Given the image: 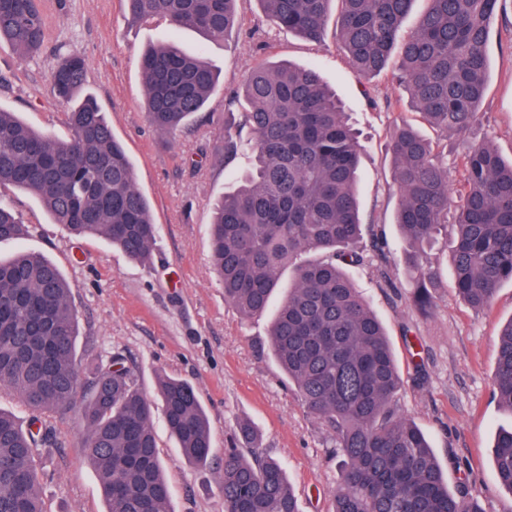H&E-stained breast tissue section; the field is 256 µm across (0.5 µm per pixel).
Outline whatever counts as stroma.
I'll return each instance as SVG.
<instances>
[{"mask_svg": "<svg viewBox=\"0 0 512 512\" xmlns=\"http://www.w3.org/2000/svg\"><path fill=\"white\" fill-rule=\"evenodd\" d=\"M40 8L45 45L39 57L25 59L10 45H0V107L67 139L68 106L54 97L52 74L61 55L75 51L86 58L83 90L97 97L134 165L136 186L150 203L157 226L153 262L131 260L100 236H71L52 223L37 199L12 189L1 192L0 201L22 216L28 234L1 242L0 258L26 250L60 268L77 310L78 365L99 353H122L139 388L154 400L160 374L194 386L211 426L208 464L181 461L163 406L156 400L153 405L172 512H224V450L243 422L253 427L258 448L285 468L299 512L333 507L340 470L331 437L288 389L270 356L268 315L242 318L225 301L210 259L213 204L233 187L224 172V94L240 88L254 69L279 62L316 67L360 136L361 213L382 231L394 285L380 287L372 266L352 269L351 275L386 327L405 380L400 397L405 416L430 439L450 492L473 497L484 512H512V492L500 485L492 461L495 434L512 427V413L494 395L499 334L512 321V283L499 288L490 308L475 311L456 292L448 253L436 248L428 253L429 264L440 272L431 290L433 306L419 312L394 222L398 196L387 144L397 127L411 124L444 148L455 185L462 178L460 138L422 120L391 76L361 82L336 47L335 27H327L324 45L307 43L263 22L257 0H238L242 28L221 42L163 24L129 25L125 0H40ZM170 39L186 52L203 54L218 72L219 86L206 105L213 120L196 119L167 139L146 119L139 57L146 47ZM487 55L488 88L471 136L491 142L510 159L512 0H503L493 21ZM418 360L424 363L420 381L414 370ZM56 427L58 446L37 458L46 512H106L81 448V405Z\"/></svg>", "mask_w": 512, "mask_h": 512, "instance_id": "stroma-1", "label": "stroma"}]
</instances>
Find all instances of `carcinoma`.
<instances>
[{
	"label": "carcinoma",
	"instance_id": "cac0c4a2",
	"mask_svg": "<svg viewBox=\"0 0 512 512\" xmlns=\"http://www.w3.org/2000/svg\"><path fill=\"white\" fill-rule=\"evenodd\" d=\"M236 2L127 0L128 21H163L218 41L238 26ZM257 2L270 25L315 45L337 7V43L360 78L384 73L398 58L392 77L424 120L444 134L468 136L487 91V44L501 0H428L404 36L415 0ZM43 40L39 0H0V43L31 57ZM86 71L84 56L73 52L53 72L54 96L72 103L66 140L0 108V189L34 196L73 236H101L147 262L157 234L150 204L97 99L78 96ZM140 73L148 121L169 137L204 111L217 88V72L203 55L189 56L173 42L148 47ZM224 107V168L243 155L245 132L250 166L214 204L211 259L224 300L245 319L264 314L282 272L292 274L268 329V351L333 436L341 471L333 512H483L448 491L428 439L401 413L404 380L387 333L347 270L373 264L383 287H395L389 253L360 215L361 144L341 101L315 68L279 64L254 70L242 93L225 96ZM388 151L399 197L395 224L418 280L415 305L422 312L431 305L436 272L425 256L449 229L455 289L471 308H488L512 282V160L488 141L469 143L452 196L447 161L411 125L396 130ZM27 233L21 217L0 204V242ZM366 236L370 247L361 249ZM77 339L59 268L33 252L0 259V391L17 393L33 412L24 427L0 410V512H44L35 456L58 444L51 417L77 401ZM88 368L81 448L107 512H171L152 401L122 354H98ZM494 392L512 412V321L500 333ZM158 394L182 460L206 464L212 436L195 388L162 374ZM492 458L500 484L512 492V429L498 433ZM223 492L224 512H299L284 468L257 448L225 449Z\"/></svg>",
	"mask_w": 512,
	"mask_h": 512
}]
</instances>
